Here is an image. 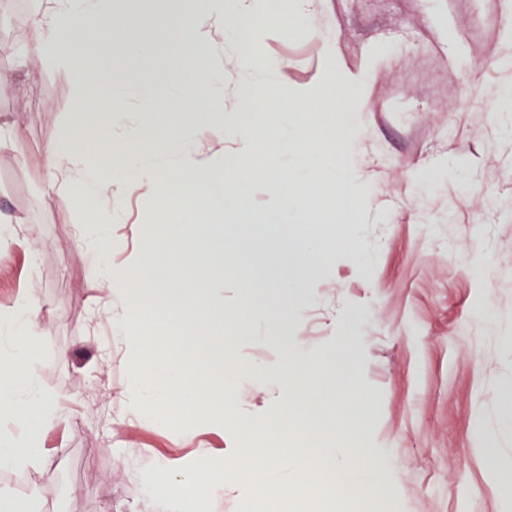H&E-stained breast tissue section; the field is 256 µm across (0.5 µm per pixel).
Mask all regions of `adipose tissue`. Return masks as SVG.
Here are the masks:
<instances>
[{"instance_id": "adipose-tissue-1", "label": "adipose tissue", "mask_w": 512, "mask_h": 512, "mask_svg": "<svg viewBox=\"0 0 512 512\" xmlns=\"http://www.w3.org/2000/svg\"><path fill=\"white\" fill-rule=\"evenodd\" d=\"M35 7L25 53L70 78V110L59 136L46 147V169L50 177H68L67 203L92 216L79 237L95 255L94 273L105 283L97 310L129 348L127 409L136 416L146 404L165 405L175 395L183 413L205 416L207 424L223 428L225 415L235 413L238 405L207 381L210 358L218 349L212 322L203 307L186 305L170 286L171 281L194 278L212 260L211 253L184 233L182 223L252 185L276 197L279 215L288 219L307 218L313 209L311 196L293 192L299 183L335 189V196L324 202L335 208L337 221L361 210L368 198L357 191L363 177L349 156L358 115L369 109L372 68L350 70L334 52L320 85L282 92L281 64L258 60L255 43L262 33L283 34L314 19L315 0H212L211 8L190 27L168 13L142 23L140 0H125L119 15L113 0H52L48 6L37 0ZM226 21L235 25L238 61L251 79L242 85L237 112L225 119L239 148L223 171H215L192 151L191 132L159 127L158 116L166 106L161 99L147 97L135 136L114 137L116 116L102 111L101 100L91 91L92 84L101 85L106 99L115 104L127 96L128 77L113 67V48L151 73L154 83L167 84L170 73L154 66L158 52L177 56L204 45L208 28ZM336 99L352 107L341 127L326 123L315 109ZM131 186L146 188L152 198L153 231L146 248L116 265L111 261L112 199ZM330 241L359 259L367 257L354 234L345 239L328 231L322 239L286 246L281 262L291 277L277 290L251 293L246 312H226L225 320L240 325L265 311L281 324L296 322L306 299L299 274L329 259ZM43 317L42 309L29 300L0 317V335L7 339L0 346V421L14 426L13 433L0 436L1 469L38 467L43 459L38 439L60 417L56 398L44 391L31 370L49 342ZM161 332L178 336L184 349L198 353L193 368L159 350Z\"/></svg>"}]
</instances>
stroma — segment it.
Wrapping results in <instances>:
<instances>
[{"label": "stroma", "mask_w": 512, "mask_h": 512, "mask_svg": "<svg viewBox=\"0 0 512 512\" xmlns=\"http://www.w3.org/2000/svg\"><path fill=\"white\" fill-rule=\"evenodd\" d=\"M30 12L0 18V211L18 229L0 243V313L28 299L41 306L51 346L32 369L58 396L61 417L40 444L45 462L29 484L0 474V495L25 500L27 512H179L154 497L146 479L155 461L180 468L198 448L213 455L237 444L233 424L197 425L193 440L153 415L124 411L130 370L124 339L96 317L103 283L95 257L75 234L84 215L49 187L44 147L70 107L69 79L22 52ZM337 46L352 67L372 64L371 109L359 118L352 159L375 196L352 229L369 267L340 253L316 270L300 319L283 328L259 321L245 363L266 361L260 348L294 336L311 360L330 359L357 315L362 381L374 402L361 423L365 448L393 449L401 512H512L498 497L483 441L512 452L503 409L512 390V210L487 216L486 199L512 198V117L494 111L496 90L512 83V0H320L315 19L268 34L257 56L280 62L286 85L312 86ZM232 41L219 39L177 57L186 80L212 85L209 103L167 111L163 126L198 127L194 151L223 168L236 145L225 130L240 85ZM19 137H12L13 127ZM237 202L246 224H193L201 246L230 232L243 261L213 268L201 287L228 309L245 283L271 284L270 261L283 240L314 235L318 224H275L251 189ZM146 192L112 204V235L128 250L150 233ZM487 305L496 320L474 316ZM242 418L266 421L284 396L250 379L238 388Z\"/></svg>", "instance_id": "obj_1"}]
</instances>
